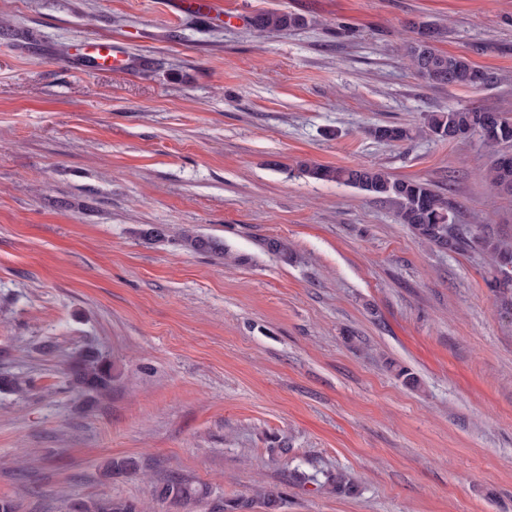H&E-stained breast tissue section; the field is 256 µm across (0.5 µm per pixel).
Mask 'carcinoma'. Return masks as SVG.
<instances>
[{
    "instance_id": "cac0c4a2",
    "label": "carcinoma",
    "mask_w": 512,
    "mask_h": 512,
    "mask_svg": "<svg viewBox=\"0 0 512 512\" xmlns=\"http://www.w3.org/2000/svg\"><path fill=\"white\" fill-rule=\"evenodd\" d=\"M305 19L291 13L266 12L251 17V26L258 31H282L304 25ZM440 29L433 24L415 27L414 36L404 51L416 74L425 82L448 87L474 88L489 81L487 73L463 56L438 51ZM425 127L442 141L464 140L479 134L490 146L512 143V119L484 108L454 109L431 112ZM371 135L383 142H399L410 137L403 126H377ZM304 172L321 181L343 183L369 192L397 205L399 223L409 226L417 236L437 247L457 252L477 248L487 254L496 272L494 287L507 291L512 288V247L499 239L480 233H462L453 227L454 212L448 199L429 184L413 179H396L382 169L364 167H334L322 164L305 166ZM489 183L502 194L512 196V154H500L487 172ZM186 244L194 251L224 254L222 245L212 239L189 236ZM71 387L84 396L98 395L110 389L115 379V366L94 348L83 349L68 364ZM0 390L22 393L28 390L26 381L13 375L0 376ZM134 461L113 458L104 466L108 478L134 469ZM158 499L193 512V507L209 499L212 491L180 476H172L155 490ZM84 512H137L134 504L121 499L105 498L84 502Z\"/></svg>"
}]
</instances>
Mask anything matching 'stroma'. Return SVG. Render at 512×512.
I'll list each match as a JSON object with an SVG mask.
<instances>
[{
	"label": "stroma",
	"mask_w": 512,
	"mask_h": 512,
	"mask_svg": "<svg viewBox=\"0 0 512 512\" xmlns=\"http://www.w3.org/2000/svg\"><path fill=\"white\" fill-rule=\"evenodd\" d=\"M219 3L0 0V374L32 383L0 391V497L176 512L155 487L182 475L225 512L261 487L280 512H512V309L488 256L302 170L428 182L455 223L512 242L493 150L418 132L451 109L512 118V0ZM272 10L306 24L251 27ZM423 21L489 82L419 78L402 46ZM82 37L126 68L75 61ZM384 125L414 136L365 133ZM88 346L122 369L89 407L67 380ZM128 457L136 472L103 476ZM82 503L83 512H138L134 504L121 499L105 498Z\"/></svg>",
	"instance_id": "obj_1"
}]
</instances>
